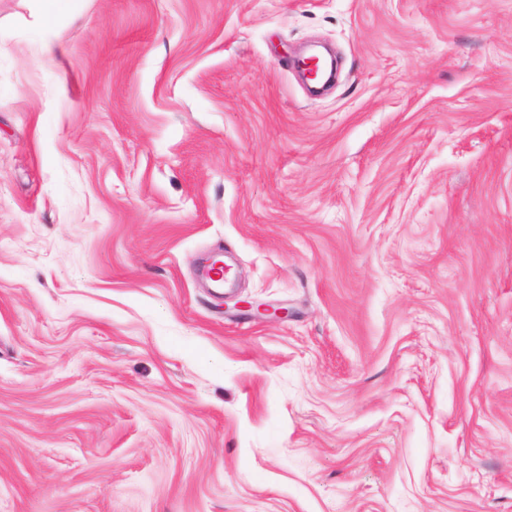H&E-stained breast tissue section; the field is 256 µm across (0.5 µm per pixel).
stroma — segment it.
I'll return each mask as SVG.
<instances>
[{
	"label": "stroma",
	"instance_id": "obj_1",
	"mask_svg": "<svg viewBox=\"0 0 512 512\" xmlns=\"http://www.w3.org/2000/svg\"><path fill=\"white\" fill-rule=\"evenodd\" d=\"M0 512H512V0H0ZM33 2L34 14L40 25L53 28L63 16L65 7L73 0H30Z\"/></svg>",
	"mask_w": 512,
	"mask_h": 512
}]
</instances>
